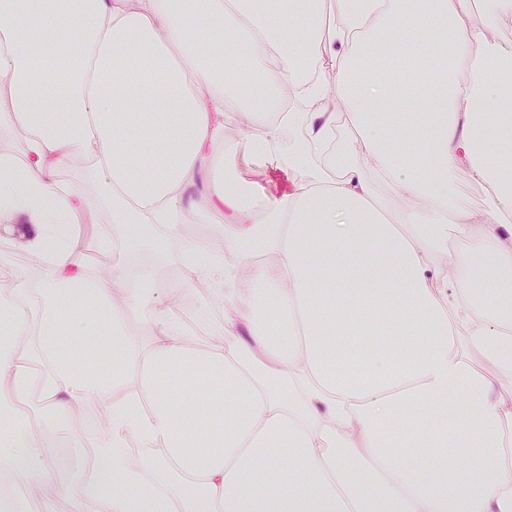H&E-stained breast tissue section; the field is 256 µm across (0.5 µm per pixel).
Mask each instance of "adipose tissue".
Here are the masks:
<instances>
[{
	"instance_id": "adipose-tissue-1",
	"label": "adipose tissue",
	"mask_w": 512,
	"mask_h": 512,
	"mask_svg": "<svg viewBox=\"0 0 512 512\" xmlns=\"http://www.w3.org/2000/svg\"><path fill=\"white\" fill-rule=\"evenodd\" d=\"M323 6L0 0V130L23 146L0 155V216L25 217L22 244L45 257L33 289L0 267V407L34 392L67 415L101 403L108 423L75 485L1 427L15 485L0 512L35 496L45 512L58 497L71 512L156 497L166 512H512V41L487 35L512 0H483L482 27L473 0ZM306 59L340 76L339 110L320 109L331 89ZM239 120L247 136L215 154ZM271 157L299 176L273 205L237 175ZM76 158L132 244L146 224L180 239L186 214L231 215L225 251L252 260L179 251L224 302L220 347L187 344L183 283L92 276L86 199L57 177ZM80 296L112 313L111 379L61 347L63 329L85 333ZM147 299L152 340L135 350L128 313ZM131 366L137 388L114 403ZM131 434L152 457L131 462Z\"/></svg>"
}]
</instances>
